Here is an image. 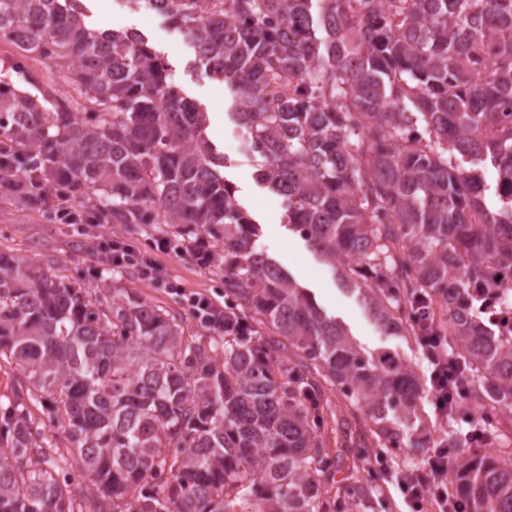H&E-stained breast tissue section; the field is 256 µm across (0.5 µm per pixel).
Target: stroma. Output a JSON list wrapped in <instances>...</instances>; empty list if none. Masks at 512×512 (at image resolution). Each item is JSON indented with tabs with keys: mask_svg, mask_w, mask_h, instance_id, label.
I'll return each mask as SVG.
<instances>
[{
	"mask_svg": "<svg viewBox=\"0 0 512 512\" xmlns=\"http://www.w3.org/2000/svg\"><path fill=\"white\" fill-rule=\"evenodd\" d=\"M81 6L87 26L136 30L168 60L172 84L182 96L197 103L206 116V135L226 163L224 176L234 187L241 209L260 228L259 248L306 288L317 304L336 317L366 350L397 354L413 368L419 379H426V366L414 339L386 334L371 318L360 296L348 291L324 257L290 230L284 200L255 181L248 135L232 115V91L203 68H187L186 62L192 57L193 49L181 34L164 16L150 15L126 4L120 6L116 0H82ZM88 244V237L80 233L76 225L59 223L52 208H22L0 197V251L51 268L62 279L100 289L104 283L90 272ZM153 254L186 292L204 294L223 302L222 272L198 267L171 254ZM415 438V433H408L401 447L383 452L379 451L375 439H367L368 456L358 461L356 473L336 469L335 480L352 481L369 494L368 500L360 506L353 500H346L339 512H402L404 505L398 491H382L370 464L372 457L382 452L393 469L414 470L424 456Z\"/></svg>",
	"mask_w": 512,
	"mask_h": 512,
	"instance_id": "obj_1",
	"label": "stroma"
}]
</instances>
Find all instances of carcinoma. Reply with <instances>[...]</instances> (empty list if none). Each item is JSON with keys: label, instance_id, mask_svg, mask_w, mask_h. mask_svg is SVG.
Listing matches in <instances>:
<instances>
[{"label": "carcinoma", "instance_id": "cac0c4a2", "mask_svg": "<svg viewBox=\"0 0 512 512\" xmlns=\"http://www.w3.org/2000/svg\"><path fill=\"white\" fill-rule=\"evenodd\" d=\"M79 2L0 0V38L55 68L46 82L12 63L36 95L0 82V183L33 170L9 193L22 206L49 184L104 224L197 242L247 329L187 336L113 272L93 295L0 252V361L23 374L0 409V512H74L32 405L64 422L96 512H336L365 495L332 476L364 447L351 421L368 418L380 448L403 440L412 369L366 351L264 255L168 63L136 32L86 26ZM157 2L192 66L235 90L256 180L291 229L386 332L416 336V294L448 305L467 402L512 409V340L469 292L485 259L512 269V232L493 231L512 226L498 187L512 185V0ZM456 471L471 512H512V450L464 453Z\"/></svg>", "mask_w": 512, "mask_h": 512}]
</instances>
